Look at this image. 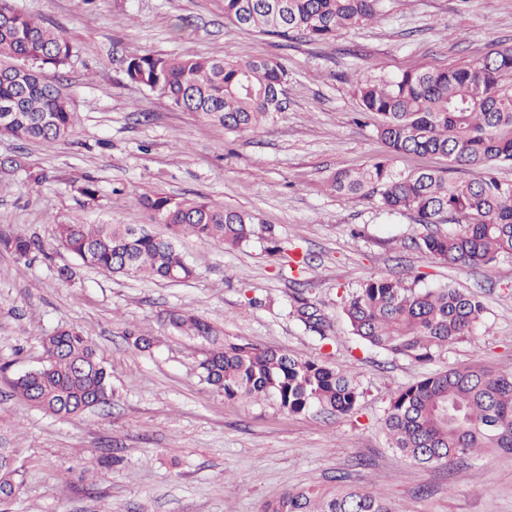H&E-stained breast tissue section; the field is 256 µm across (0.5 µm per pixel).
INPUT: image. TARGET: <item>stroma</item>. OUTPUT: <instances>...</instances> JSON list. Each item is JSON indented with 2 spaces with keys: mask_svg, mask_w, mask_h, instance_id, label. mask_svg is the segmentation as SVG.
Masks as SVG:
<instances>
[{
  "mask_svg": "<svg viewBox=\"0 0 512 512\" xmlns=\"http://www.w3.org/2000/svg\"><path fill=\"white\" fill-rule=\"evenodd\" d=\"M76 48L62 71L78 117L65 141L0 134V229L41 239L43 255L0 250V429L18 450L22 487L0 512H257L288 491L337 478L369 488L397 512H512V458L481 453L447 469L414 464L391 448L389 403L431 373L480 365L512 373V257L470 269L418 247L414 214L330 194L329 177L384 156L352 76L470 64L512 46V0H386L375 22L324 42L280 39L235 27L223 0H12ZM133 54L275 59L286 71L280 112L260 127L224 130L130 81ZM93 180L97 193L81 188ZM151 191L201 197L257 214L280 242L241 247L184 236L197 268L186 283L116 276L79 262L51 238L54 223L152 224ZM306 259L305 269L295 262ZM75 270L61 280L57 268ZM415 286L453 284L485 306V334L450 344L419 364L365 344L342 299L377 274ZM329 318L319 340L292 317L297 293ZM205 317L227 336L296 352L344 370L362 397L351 416L291 415L271 401L228 400L201 381L208 344L171 329L168 310ZM73 327L105 355L115 396L72 419L29 407L9 381L38 366L42 339ZM150 332L152 348L129 336Z\"/></svg>",
  "mask_w": 512,
  "mask_h": 512,
  "instance_id": "35a3bbf8",
  "label": "stroma"
}]
</instances>
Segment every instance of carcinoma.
<instances>
[{
	"label": "carcinoma",
	"mask_w": 512,
	"mask_h": 512,
	"mask_svg": "<svg viewBox=\"0 0 512 512\" xmlns=\"http://www.w3.org/2000/svg\"><path fill=\"white\" fill-rule=\"evenodd\" d=\"M224 0V19L243 30L288 40L326 41L336 32L373 21L383 0ZM74 47L54 28L0 0V132L20 141L71 137L76 116L58 76ZM129 79L231 132L250 131L280 110L286 80L274 60L157 57L126 61ZM362 112L377 119L387 156L366 169H343L329 190L348 199L375 198L388 212H412L420 224L452 229L422 238L432 258L464 267L489 266L512 256V181L491 170L512 163V47L473 65L355 77ZM408 154L448 157V170L404 172L391 158ZM143 207L170 236L147 224H52L56 242L80 263L116 275L188 281L196 269L174 239L191 235L236 248L257 234L255 213L219 208L201 198L164 193L142 196ZM0 249L20 259L44 253L40 239L0 229ZM342 312L352 334L394 356L427 363L435 352L476 334L484 307L448 283L412 288L403 279L375 275L345 297ZM293 315L305 329L328 339L331 325L318 305L294 297ZM179 332L201 337L212 349L200 363L203 381L224 398L273 400L293 415L350 416L361 397L348 373L310 357L261 348L220 336L206 319L173 309ZM44 363L11 381L30 407L60 419L80 416L112 401V376L92 342L74 328L42 340ZM385 428L392 448L421 465L454 467L481 449L512 456V374L464 366L432 374L402 388L390 401ZM17 457L0 430V503L19 489ZM260 512H397L380 494L345 485L286 492Z\"/></svg>",
	"instance_id": "carcinoma-1"
}]
</instances>
